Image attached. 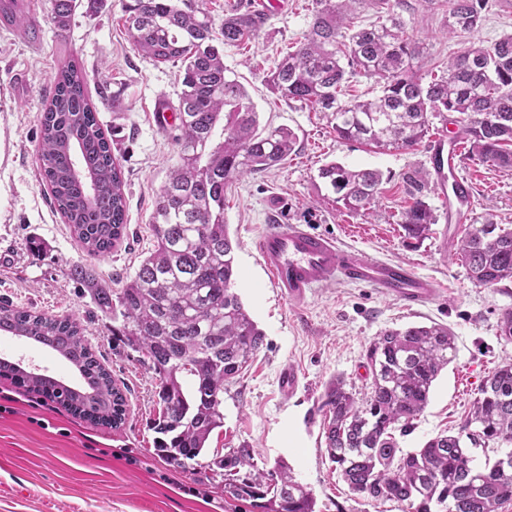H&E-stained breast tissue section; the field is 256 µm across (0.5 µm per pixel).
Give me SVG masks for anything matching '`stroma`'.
<instances>
[{
  "label": "stroma",
  "instance_id": "obj_1",
  "mask_svg": "<svg viewBox=\"0 0 512 512\" xmlns=\"http://www.w3.org/2000/svg\"><path fill=\"white\" fill-rule=\"evenodd\" d=\"M106 0L98 11L76 9L58 32L50 0H40L33 51L19 33L0 29V303L50 316H76L96 357L125 397L119 428L75 417L14 377H0V512H246L225 500L224 472L216 458L232 448L252 449L258 467L286 462L295 480L316 499V512H403L393 501L352 493L326 452L324 415L319 410L327 383L343 378L349 389L367 393L365 369L370 341L381 331L441 323L455 337L456 357L431 389L424 412L397 441L403 451L459 428L494 368L512 361V340L500 321L512 311V282L495 288L474 284L448 238V224L435 178L421 191L408 174L430 169L432 142L454 135L451 124L434 121L414 149H377L339 139L328 117L281 98L268 84L282 50L308 30L315 0H278V9L256 40L225 47L224 66L246 88L261 124L284 125L298 136L297 149L282 165L233 182L224 191V221L237 241L235 290L264 332L254 360L224 385V425L215 430L196 463L181 470L160 458L152 422L159 385L142 354L112 340V322L96 309L76 282L77 264L93 267L113 291L134 276L156 245L151 216L159 187L179 160L172 132L152 120L157 97L178 104L179 66L157 63L132 44L123 6ZM418 49L414 65L422 76L442 73L449 58L470 43L491 45L512 34V8L488 0L480 27L448 31V0H391ZM86 77L87 96L125 181L127 235L107 257L88 255L73 237L41 175L40 120L66 63ZM336 161L382 174L380 194L369 210L351 214L319 178ZM472 182L469 222L486 218L512 227V170L463 156ZM421 196L438 215L429 236L406 239L399 214ZM306 224L342 246L410 263L421 274L449 285L446 299L414 309L373 289L340 283L316 289L306 302L280 296L262 268L255 242L271 220ZM10 348L40 366L78 382L75 366L56 351L22 337H6ZM295 370L298 387L286 392L281 377Z\"/></svg>",
  "mask_w": 512,
  "mask_h": 512
}]
</instances>
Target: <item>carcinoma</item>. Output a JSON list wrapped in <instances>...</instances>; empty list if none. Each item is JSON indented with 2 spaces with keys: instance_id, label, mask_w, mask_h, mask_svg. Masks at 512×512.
<instances>
[{
  "instance_id": "obj_1",
  "label": "carcinoma",
  "mask_w": 512,
  "mask_h": 512,
  "mask_svg": "<svg viewBox=\"0 0 512 512\" xmlns=\"http://www.w3.org/2000/svg\"><path fill=\"white\" fill-rule=\"evenodd\" d=\"M364 2L317 0L308 31L271 70L272 88L327 113L341 139L410 150L438 119L458 126L471 158L512 169V34L490 47L461 49L448 60L446 74L425 83L413 65L417 47L393 13L354 28L352 5ZM79 6L77 0H51L58 30L69 27ZM484 8L485 0H448V27L476 30ZM125 12L139 53L157 63L181 62L174 135L179 162L157 194L155 249L120 291L104 286L90 266L76 265L72 274L101 313L122 319L112 338L149 359L163 403L155 448L184 467L224 426V383L253 360L265 338L234 291L236 245L224 224V188L283 163L298 137L284 126L259 128L246 89L225 75L224 47L255 40L266 14L233 9L217 31L199 0H129ZM357 76L375 80L380 95L341 100L344 85ZM222 116L224 144L212 150ZM40 161L73 235L89 255L111 254L127 229L124 182L74 64L56 73L41 116ZM319 178L351 213L369 208L382 181L377 171L336 162L319 169ZM435 223L433 209L418 197L401 214L412 239L426 237ZM459 255L478 286L512 281V228L487 220L466 232ZM0 330L32 338L79 366L93 393L62 388L53 399L86 420L120 427L123 395L77 319L0 305ZM455 356V338L444 325L386 330L367 349L372 382L366 397L357 398L339 378L326 387L320 409L329 413L327 452L353 493L405 504L409 512H499L512 503V465L495 461L477 470L467 452L469 445L512 443V362L488 376L457 432L413 452L398 446L395 432L406 431L424 411L434 381ZM218 465L224 497L254 512H315L312 493L283 462L260 470L250 449L239 448Z\"/></svg>"
}]
</instances>
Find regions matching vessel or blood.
Segmentation results:
<instances>
[{"label": "vessel or blood", "mask_w": 512, "mask_h": 512, "mask_svg": "<svg viewBox=\"0 0 512 512\" xmlns=\"http://www.w3.org/2000/svg\"><path fill=\"white\" fill-rule=\"evenodd\" d=\"M461 151L445 136L434 139L431 162L441 172L456 173L452 191L443 195L448 221L463 223L471 208L468 181L459 176ZM257 250L282 296L303 302L315 289L339 282L374 289L404 307L423 306L446 296L439 281L418 275L402 261H383L343 247L303 224H273L259 237Z\"/></svg>", "instance_id": "1"}]
</instances>
